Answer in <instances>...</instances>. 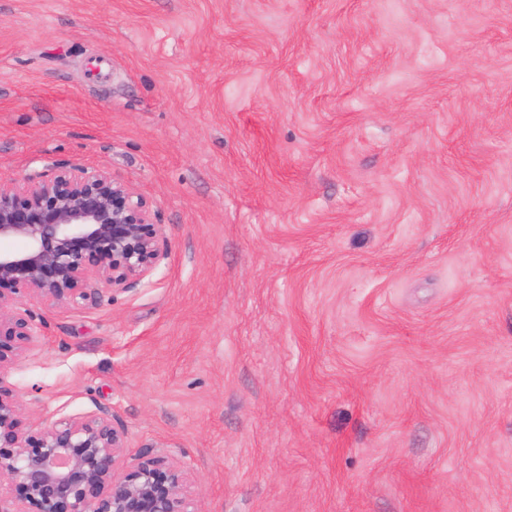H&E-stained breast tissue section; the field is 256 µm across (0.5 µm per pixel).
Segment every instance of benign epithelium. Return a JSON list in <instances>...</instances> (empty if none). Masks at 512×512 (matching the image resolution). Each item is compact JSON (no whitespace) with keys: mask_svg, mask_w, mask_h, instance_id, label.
<instances>
[{"mask_svg":"<svg viewBox=\"0 0 512 512\" xmlns=\"http://www.w3.org/2000/svg\"><path fill=\"white\" fill-rule=\"evenodd\" d=\"M0 181V371L40 335L25 298L46 309H79L86 286L110 291L147 278L166 250L146 202L101 169L49 165ZM124 430L107 411L49 427L24 423L0 385V477L12 481L0 512H195L193 477L163 453L128 470Z\"/></svg>","mask_w":512,"mask_h":512,"instance_id":"1","label":"benign epithelium"}]
</instances>
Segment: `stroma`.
Returning a JSON list of instances; mask_svg holds the SVG:
<instances>
[{
  "label": "stroma",
  "mask_w": 512,
  "mask_h": 512,
  "mask_svg": "<svg viewBox=\"0 0 512 512\" xmlns=\"http://www.w3.org/2000/svg\"><path fill=\"white\" fill-rule=\"evenodd\" d=\"M149 206L155 271L0 371L196 512H512V0H0V180Z\"/></svg>",
  "instance_id": "stroma-1"
}]
</instances>
